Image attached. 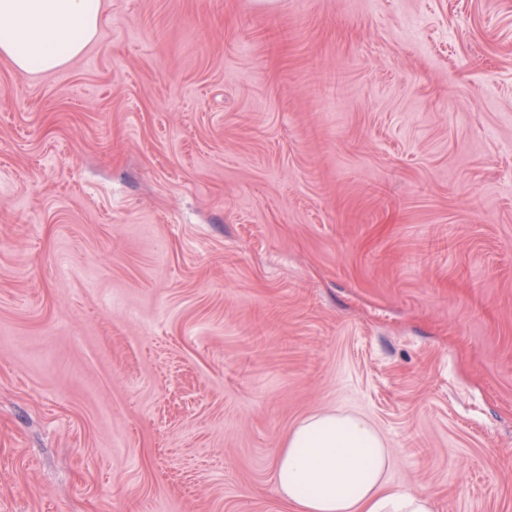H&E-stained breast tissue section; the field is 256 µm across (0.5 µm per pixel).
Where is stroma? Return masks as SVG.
<instances>
[{
    "label": "stroma",
    "mask_w": 512,
    "mask_h": 512,
    "mask_svg": "<svg viewBox=\"0 0 512 512\" xmlns=\"http://www.w3.org/2000/svg\"><path fill=\"white\" fill-rule=\"evenodd\" d=\"M333 410L512 512V0H102L0 55V512H287ZM100 0H0V52L22 73L79 56L100 27Z\"/></svg>",
    "instance_id": "obj_1"
}]
</instances>
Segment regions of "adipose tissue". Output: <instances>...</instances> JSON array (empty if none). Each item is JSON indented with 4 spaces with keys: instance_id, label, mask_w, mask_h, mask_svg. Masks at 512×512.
<instances>
[{
    "instance_id": "adipose-tissue-1",
    "label": "adipose tissue",
    "mask_w": 512,
    "mask_h": 512,
    "mask_svg": "<svg viewBox=\"0 0 512 512\" xmlns=\"http://www.w3.org/2000/svg\"><path fill=\"white\" fill-rule=\"evenodd\" d=\"M100 0H0V53L22 73L51 71L96 37ZM391 454L362 417L310 415L288 434L273 467L290 512H434L431 495L389 484Z\"/></svg>"
}]
</instances>
